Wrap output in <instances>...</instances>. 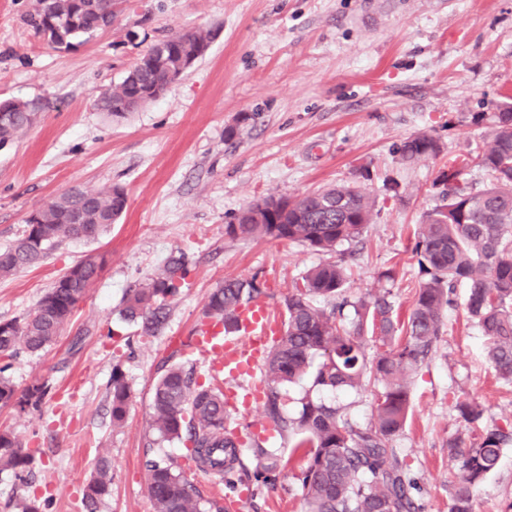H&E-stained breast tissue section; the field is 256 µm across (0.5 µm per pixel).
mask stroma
Instances as JSON below:
<instances>
[{
  "instance_id": "1",
  "label": "stroma",
  "mask_w": 512,
  "mask_h": 512,
  "mask_svg": "<svg viewBox=\"0 0 512 512\" xmlns=\"http://www.w3.org/2000/svg\"><path fill=\"white\" fill-rule=\"evenodd\" d=\"M33 0H0V100L41 107L35 125L0 147V248L28 216L73 186L122 187L127 206L107 234L62 243L38 266L0 278V321L23 319L76 262L105 256L58 341L20 352L7 375L16 390L47 377L36 411L0 409L32 457L31 479L0 473V512H81L100 457L112 490L100 512H154L144 463L172 459L205 498L216 475L196 468L187 441L154 443L151 389L168 357L200 324L213 288L258 277L272 312L308 269L331 261L298 243L233 240L225 226L248 204L360 180L374 201L349 259V299L389 293L407 315L418 285L412 246L426 212L441 205V171L488 185L474 160L497 104L512 95V0H118L110 30L56 49L26 23ZM204 30L206 53L157 99L125 117L99 110L153 45ZM432 135L441 154L414 164L399 147ZM185 252L190 273L162 335L140 336L119 316L129 289ZM394 270V280L384 271ZM467 290L442 318L441 335L411 380L412 410L393 445L420 491L422 512H448L455 465L448 441L471 436L457 405L487 427L512 425V385L498 380L486 338L466 313ZM85 331L82 349L68 348ZM131 389L122 426L110 420L113 366ZM296 435L273 445L291 457L274 484L252 483L244 512H304ZM475 512H512V447L474 490Z\"/></svg>"
}]
</instances>
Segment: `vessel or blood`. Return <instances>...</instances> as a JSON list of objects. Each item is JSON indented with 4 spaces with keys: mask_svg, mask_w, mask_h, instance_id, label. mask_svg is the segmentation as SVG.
Wrapping results in <instances>:
<instances>
[{
    "mask_svg": "<svg viewBox=\"0 0 512 512\" xmlns=\"http://www.w3.org/2000/svg\"><path fill=\"white\" fill-rule=\"evenodd\" d=\"M238 317L247 346H240L237 339L219 336L217 327L211 325L201 328L192 341L193 348L213 353L220 359L229 379L245 373L255 374L261 351L278 331L264 303L255 301L239 308Z\"/></svg>",
    "mask_w": 512,
    "mask_h": 512,
    "instance_id": "b4317fda",
    "label": "vessel or blood"
}]
</instances>
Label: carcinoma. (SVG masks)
Masks as SVG:
<instances>
[{
	"label": "carcinoma",
	"mask_w": 512,
	"mask_h": 512,
	"mask_svg": "<svg viewBox=\"0 0 512 512\" xmlns=\"http://www.w3.org/2000/svg\"><path fill=\"white\" fill-rule=\"evenodd\" d=\"M77 22L70 19L75 0H35L28 23L56 46L91 36L99 19L114 15V0H80ZM211 33L176 32L153 46L123 81L99 100L100 108L123 117L159 97L174 82L185 57L208 49ZM0 119V145L14 140L37 117L36 107L16 101ZM439 142L428 134L404 141L405 162L433 158ZM490 175L484 189L459 184L461 170L448 166L440 174L446 185L444 204L424 215L412 252L421 280L406 321L393 317L387 295L342 297L346 284L345 259L319 264L283 299L282 329L265 360L266 418L280 436L300 435L295 445L307 458L299 482L306 512H421L415 485L405 459L392 442L405 427L410 408V377L427 360L439 339L442 315L454 288H468L467 311L487 339V355L499 377L512 383V102L499 105L493 129L476 155ZM127 204L123 188L69 189L36 210L37 223L0 249V276L30 268L68 239H94L116 223ZM372 217V202L355 185L327 187L297 198L273 196L252 203L225 225L231 239L269 238L299 243L314 251L331 252L359 239ZM102 262L82 260L40 299L22 320L0 321V358L22 350L35 353L52 344L64 331L77 304L97 278ZM189 274L184 254L170 256L163 269L131 288L119 311L121 319L142 336L161 334L170 305ZM257 276L227 279L214 288L203 310V323L238 331L237 310L263 294ZM378 335L381 347L371 357L363 348L367 330ZM10 364L0 365V407L37 408L52 386L36 380L22 394L5 377ZM309 388L293 416L284 408L282 390L302 380ZM375 381L374 422L356 426L344 408L316 396L322 390H359ZM131 390L122 370L112 369V426L124 424ZM150 429L157 443L188 438L196 467L211 470L233 487L238 443L226 426L224 392L201 384L192 360L179 351L158 377L151 392ZM512 445V427L486 428L469 440L448 441V458L457 465V481L448 512H473V490L497 466L503 450ZM250 453L256 476L272 479L284 467L277 449L261 442ZM30 464L19 441L0 431V470L19 481ZM112 475L106 458L98 459L95 475L82 493L83 512H99L109 494ZM146 485L155 512H209L196 485L173 460L151 461Z\"/></svg>",
	"instance_id": "cac0c4a2"
}]
</instances>
